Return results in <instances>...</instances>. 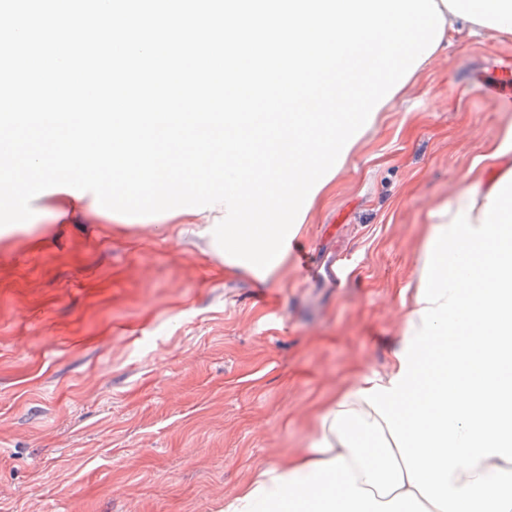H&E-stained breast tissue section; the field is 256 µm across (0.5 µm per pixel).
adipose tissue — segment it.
I'll return each mask as SVG.
<instances>
[{"label": "adipose tissue", "mask_w": 512, "mask_h": 512, "mask_svg": "<svg viewBox=\"0 0 512 512\" xmlns=\"http://www.w3.org/2000/svg\"><path fill=\"white\" fill-rule=\"evenodd\" d=\"M444 33L512 35V0H437ZM427 214L386 374L331 403L311 448L224 512H512V122Z\"/></svg>", "instance_id": "1"}]
</instances>
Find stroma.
I'll return each instance as SVG.
<instances>
[{
  "instance_id": "1",
  "label": "stroma",
  "mask_w": 512,
  "mask_h": 512,
  "mask_svg": "<svg viewBox=\"0 0 512 512\" xmlns=\"http://www.w3.org/2000/svg\"><path fill=\"white\" fill-rule=\"evenodd\" d=\"M512 36H457L379 113L266 278L224 263L210 214L0 233V512H224L319 416L388 371L429 209L512 119L483 95ZM335 258L340 286L297 252Z\"/></svg>"
}]
</instances>
